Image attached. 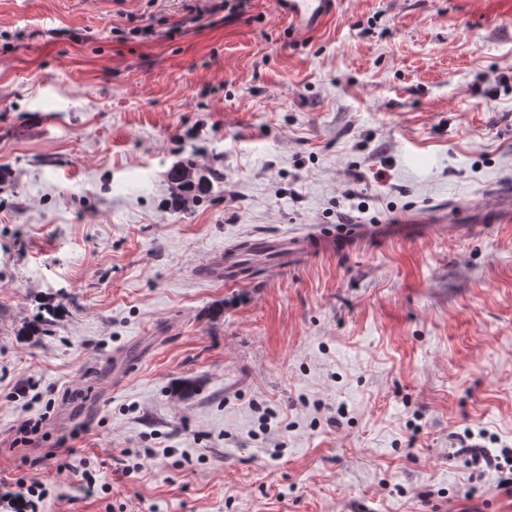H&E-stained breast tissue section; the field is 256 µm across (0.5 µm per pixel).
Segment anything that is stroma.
<instances>
[{
	"instance_id": "obj_1",
	"label": "stroma",
	"mask_w": 512,
	"mask_h": 512,
	"mask_svg": "<svg viewBox=\"0 0 512 512\" xmlns=\"http://www.w3.org/2000/svg\"><path fill=\"white\" fill-rule=\"evenodd\" d=\"M189 6L0 0V482L42 512H512V471L459 453L512 448V0H337L307 34ZM189 158L224 180L176 209ZM350 192L357 242L211 272L341 233ZM243 242H248L245 249H251L250 257H263L267 261H273V266H279L289 255L304 256L316 250H327L335 246V237L321 232H305L286 237L279 236H258L250 237L236 246L224 249V255H220L215 262H220L221 274L224 275L225 283L241 281L245 275L240 261V249ZM224 260V265H223ZM485 447L480 444H471L460 448L459 451L467 455V463L470 467L502 472L501 469L504 468L502 460L507 465L511 461V448H501L499 454H497V451ZM20 489L24 491L19 494L9 490L1 491L0 501L14 509V512H37L39 503L46 497L45 485L39 482H31L28 486Z\"/></svg>"
}]
</instances>
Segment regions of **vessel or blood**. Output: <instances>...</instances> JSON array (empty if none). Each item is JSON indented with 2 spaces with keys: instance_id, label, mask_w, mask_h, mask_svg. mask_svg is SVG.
Returning <instances> with one entry per match:
<instances>
[{
  "instance_id": "b4317fda",
  "label": "vessel or blood",
  "mask_w": 512,
  "mask_h": 512,
  "mask_svg": "<svg viewBox=\"0 0 512 512\" xmlns=\"http://www.w3.org/2000/svg\"><path fill=\"white\" fill-rule=\"evenodd\" d=\"M280 14L296 32L317 29L332 13L335 0H276ZM333 236L317 232H305L286 237L258 236L249 238L246 247L225 249L220 270L225 282L240 281L244 271L240 265L242 249H250L252 256L266 260L283 261L296 254L304 256L317 250L333 248Z\"/></svg>"
}]
</instances>
